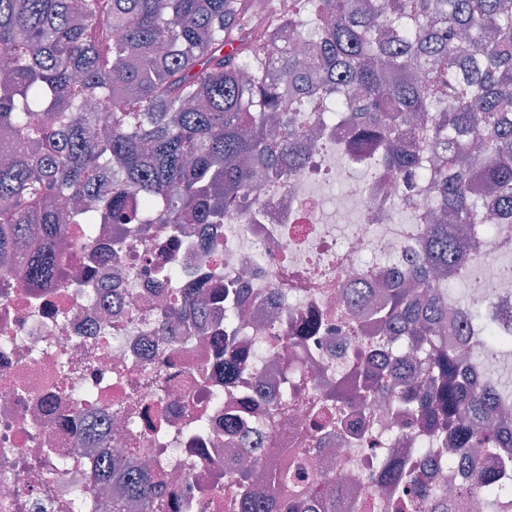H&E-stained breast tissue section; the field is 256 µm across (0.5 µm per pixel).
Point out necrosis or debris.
Returning a JSON list of instances; mask_svg holds the SVG:
<instances>
[{"label": "necrosis or debris", "mask_w": 512, "mask_h": 512, "mask_svg": "<svg viewBox=\"0 0 512 512\" xmlns=\"http://www.w3.org/2000/svg\"><path fill=\"white\" fill-rule=\"evenodd\" d=\"M346 134L327 130L293 186L264 180L248 211H225L220 224H186L176 242L154 226L104 225L97 242L107 261L87 276L76 252L70 276L48 294L0 278V512H142L124 484L101 486L95 462L121 450L131 466L158 472L174 512H237L214 496L240 471V460L269 462L274 452L311 448L307 486L316 499L342 488L341 512L376 507L380 440L408 448L427 466L434 504L443 512H489L483 488L432 454L416 422L399 425L378 399L352 418L347 433L324 436L308 412L336 382L384 361L340 296L370 276L395 277L410 265L415 225L426 223L428 190L405 200L394 175L373 166L339 194L338 157ZM125 246L112 256V239ZM215 248H206L209 240ZM376 257L374 265L363 256ZM174 264L190 287L246 290L234 332L243 362L224 371V352L184 334L161 332L170 301L155 273ZM512 227L474 250L462 269L469 299L512 304ZM291 395L287 410L273 404Z\"/></svg>", "instance_id": "obj_1"}]
</instances>
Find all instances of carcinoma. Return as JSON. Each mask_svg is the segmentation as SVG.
<instances>
[{"mask_svg": "<svg viewBox=\"0 0 512 512\" xmlns=\"http://www.w3.org/2000/svg\"><path fill=\"white\" fill-rule=\"evenodd\" d=\"M0 132L17 146L0 163V276L34 288L62 277L64 225L98 261L101 224H220L245 206L258 174L303 170L329 126L350 125L347 154L370 145L408 193L432 178L416 292L392 288L367 315L379 344L408 354L359 382L363 405L389 394L431 432L432 447L479 448L474 480L493 459L501 479L486 499L512 492L509 394L478 372L512 346V322L473 308L477 336L462 362L448 339L447 287L486 234L512 225V0H0ZM446 151L428 167L431 145ZM173 296L166 322L192 309L204 330L211 303ZM321 433L342 423L323 406ZM123 482L143 512H165L159 481L110 453L95 464ZM391 507L428 512L421 465L382 467ZM288 464L266 493L233 485L240 512H305L309 488Z\"/></svg>", "mask_w": 512, "mask_h": 512, "instance_id": "obj_1", "label": "carcinoma"}]
</instances>
